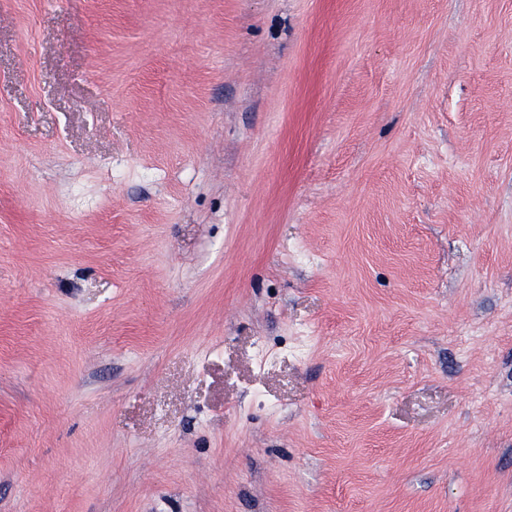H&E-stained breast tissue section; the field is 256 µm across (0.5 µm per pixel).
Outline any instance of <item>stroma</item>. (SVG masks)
<instances>
[{"instance_id": "35a3bbf8", "label": "stroma", "mask_w": 512, "mask_h": 512, "mask_svg": "<svg viewBox=\"0 0 512 512\" xmlns=\"http://www.w3.org/2000/svg\"><path fill=\"white\" fill-rule=\"evenodd\" d=\"M0 512H512V0H0Z\"/></svg>"}]
</instances>
